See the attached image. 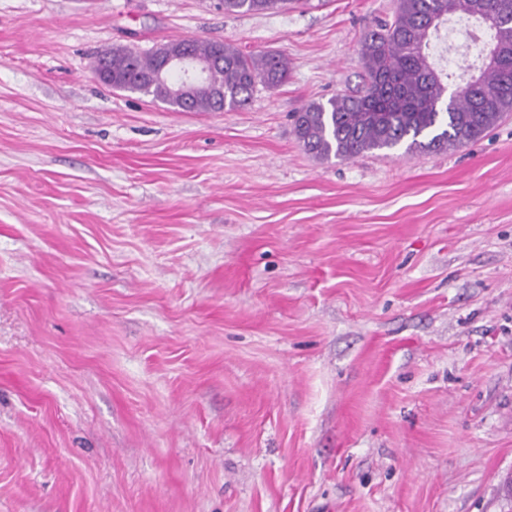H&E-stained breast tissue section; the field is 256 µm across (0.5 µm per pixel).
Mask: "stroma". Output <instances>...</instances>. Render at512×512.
<instances>
[{"instance_id": "1", "label": "stroma", "mask_w": 512, "mask_h": 512, "mask_svg": "<svg viewBox=\"0 0 512 512\" xmlns=\"http://www.w3.org/2000/svg\"><path fill=\"white\" fill-rule=\"evenodd\" d=\"M395 0H0V512H507L512 116L322 162ZM221 39L289 77L176 112L92 73ZM288 0H222L224 12L228 14L264 12L280 9Z\"/></svg>"}]
</instances>
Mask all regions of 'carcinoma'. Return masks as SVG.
Wrapping results in <instances>:
<instances>
[{"label":"carcinoma","mask_w":512,"mask_h":512,"mask_svg":"<svg viewBox=\"0 0 512 512\" xmlns=\"http://www.w3.org/2000/svg\"><path fill=\"white\" fill-rule=\"evenodd\" d=\"M288 0H221L227 14L264 12ZM491 9L476 16L477 0H397L393 19L367 30L358 54L363 86L325 102L311 101L293 114L294 133L306 153L320 161L348 159L381 150L406 152L459 148L482 138L512 113V0H487ZM472 21L490 41L482 54H502L504 64H481L476 83L448 91L451 75L440 68L431 42L451 17ZM171 51L218 61L213 88H200L189 108L227 112L245 107L257 87L275 90L288 79V61L276 53L247 54L221 39H173ZM158 60L155 50L116 46L108 52L114 90L137 92L173 107L167 82L144 75Z\"/></svg>","instance_id":"cac0c4a2"}]
</instances>
